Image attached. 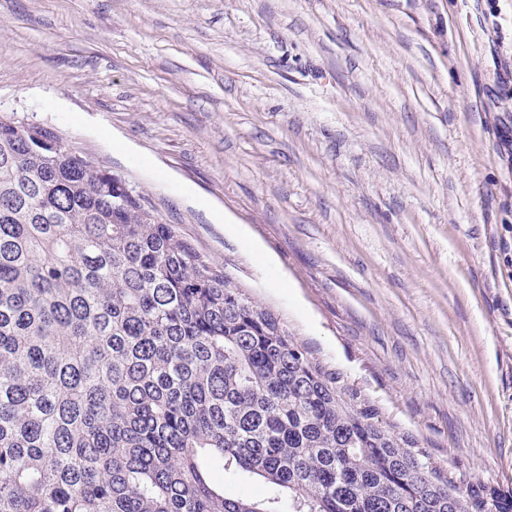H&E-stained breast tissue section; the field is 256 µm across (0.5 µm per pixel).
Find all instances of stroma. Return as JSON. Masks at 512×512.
Wrapping results in <instances>:
<instances>
[{
  "mask_svg": "<svg viewBox=\"0 0 512 512\" xmlns=\"http://www.w3.org/2000/svg\"><path fill=\"white\" fill-rule=\"evenodd\" d=\"M0 112L120 175L436 464L512 492V0H0Z\"/></svg>",
  "mask_w": 512,
  "mask_h": 512,
  "instance_id": "obj_1",
  "label": "stroma"
}]
</instances>
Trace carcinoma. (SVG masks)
Returning a JSON list of instances; mask_svg holds the SVG:
<instances>
[{"mask_svg":"<svg viewBox=\"0 0 512 512\" xmlns=\"http://www.w3.org/2000/svg\"><path fill=\"white\" fill-rule=\"evenodd\" d=\"M512 512L327 370L125 180L0 113V512ZM213 480L224 488L227 496H244L254 499L272 498L275 493L263 485L259 480L246 475L224 471L218 467L212 468Z\"/></svg>","mask_w":512,"mask_h":512,"instance_id":"cac0c4a2","label":"carcinoma"}]
</instances>
